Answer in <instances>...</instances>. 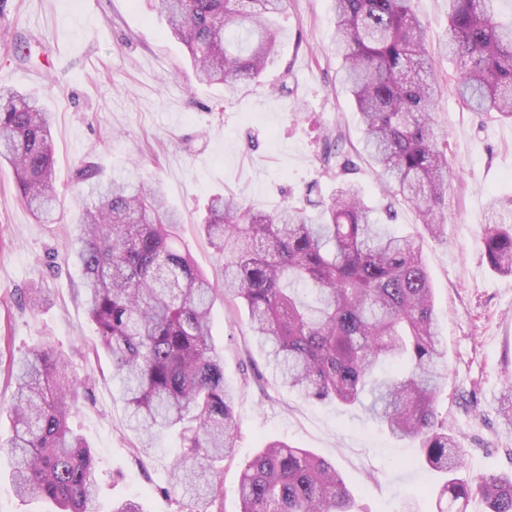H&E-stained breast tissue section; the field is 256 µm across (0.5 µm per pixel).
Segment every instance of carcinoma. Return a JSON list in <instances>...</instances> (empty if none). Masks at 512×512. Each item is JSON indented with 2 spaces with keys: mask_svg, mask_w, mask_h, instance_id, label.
I'll return each instance as SVG.
<instances>
[{
  "mask_svg": "<svg viewBox=\"0 0 512 512\" xmlns=\"http://www.w3.org/2000/svg\"><path fill=\"white\" fill-rule=\"evenodd\" d=\"M443 45L459 62L457 88L475 112L512 120V17L492 0H448ZM288 0H152L188 50L203 84L255 82L277 50L272 17ZM341 80L355 101L363 149L382 193L414 208L428 235L444 233L448 156L427 80V34L411 0H334ZM50 113L31 95L0 85V163L13 171L35 221H55ZM85 202L73 247L95 353L112 361L148 457L159 433L178 430L170 485L181 500L212 505L223 494L208 466L236 450V393L224 381L210 314L219 292L243 306L257 345L281 384L307 398L361 405L393 436L417 440L446 475L437 512H512V475L461 476L465 452L448 433L436 395L447 368L420 239L370 217L347 181L309 207L255 210L235 195L208 205L201 230L223 266L212 281L176 247L179 217L158 183L138 168L103 177L94 162L75 171ZM488 263L512 275V210L492 201L484 229ZM10 453L16 492L58 512H93V452L68 424L85 383L43 345L12 362ZM240 512H354L336 466L283 441L244 464Z\"/></svg>",
  "mask_w": 512,
  "mask_h": 512,
  "instance_id": "carcinoma-1",
  "label": "carcinoma"
}]
</instances>
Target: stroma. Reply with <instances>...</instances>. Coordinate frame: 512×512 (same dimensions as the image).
Returning <instances> with one entry per match:
<instances>
[{
  "label": "stroma",
  "mask_w": 512,
  "mask_h": 512,
  "mask_svg": "<svg viewBox=\"0 0 512 512\" xmlns=\"http://www.w3.org/2000/svg\"><path fill=\"white\" fill-rule=\"evenodd\" d=\"M426 28L429 79L437 124L448 142L447 220L442 238L423 239L434 308L447 339V377L436 407L467 454L472 473H512V425L501 395L512 382V275L493 271L483 224L492 199L512 202V121L466 109L455 93V60L439 44L448 0H412ZM277 56L260 82L230 91L199 83L186 48L170 38L145 0H0V84L36 96L52 115L55 157L53 224L36 223L19 201L12 171L0 166V399L9 398V359L45 342L89 375L71 428L93 448L100 480L96 512L118 498L140 499L144 512H180L168 467L180 452L177 432L163 433L150 457L137 455L112 364L96 355L79 268L66 257L84 189L81 161L119 174L138 163L159 180L181 216L183 250L211 280L222 264L200 229L211 196L235 194L267 212L303 205L309 188L336 187L324 153L342 149L349 177L374 218L399 234H421L413 209L387 213L376 174L362 151V126L340 82L333 0H288L275 19ZM287 81L286 93L272 92ZM37 289L38 307L21 302ZM212 337L224 357V379L238 392L234 459L217 464L224 494L208 512H240L245 462L272 439L332 462L355 498L356 512H436L439 476L420 462L419 442L400 440L359 407L303 398L281 385L258 349L245 309L216 298ZM0 406V512H54L53 504L16 494Z\"/></svg>",
  "instance_id": "35a3bbf8"
}]
</instances>
